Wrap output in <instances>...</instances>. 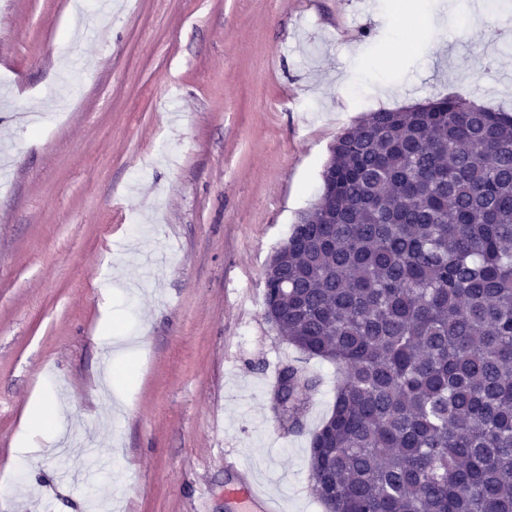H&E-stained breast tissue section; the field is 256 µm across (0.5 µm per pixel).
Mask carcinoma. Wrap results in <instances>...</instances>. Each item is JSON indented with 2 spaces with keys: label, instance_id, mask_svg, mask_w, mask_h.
I'll list each match as a JSON object with an SVG mask.
<instances>
[{
  "label": "carcinoma",
  "instance_id": "obj_1",
  "mask_svg": "<svg viewBox=\"0 0 512 512\" xmlns=\"http://www.w3.org/2000/svg\"><path fill=\"white\" fill-rule=\"evenodd\" d=\"M264 314L336 364L311 441L325 512H512V115L462 97L369 113ZM298 381L296 415L315 382Z\"/></svg>",
  "mask_w": 512,
  "mask_h": 512
}]
</instances>
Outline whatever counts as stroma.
<instances>
[{
	"label": "stroma",
	"mask_w": 512,
	"mask_h": 512,
	"mask_svg": "<svg viewBox=\"0 0 512 512\" xmlns=\"http://www.w3.org/2000/svg\"><path fill=\"white\" fill-rule=\"evenodd\" d=\"M84 2L88 24L73 0H0V512H235V459L288 512H324L308 458L337 372L266 320V265L368 113L448 95L512 111L502 15ZM299 363L318 385L287 429L271 387ZM49 400L62 430L31 437L21 470L18 437Z\"/></svg>",
	"instance_id": "stroma-1"
}]
</instances>
